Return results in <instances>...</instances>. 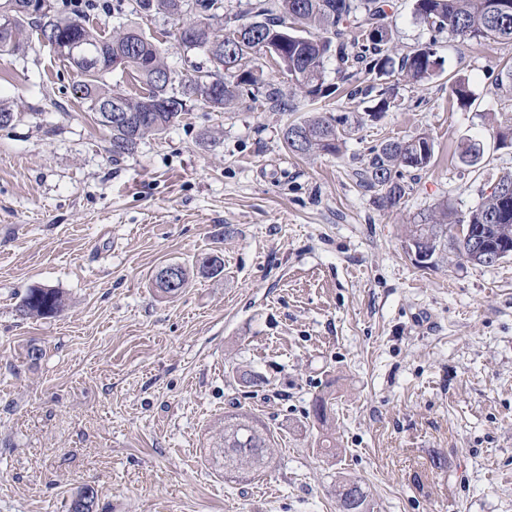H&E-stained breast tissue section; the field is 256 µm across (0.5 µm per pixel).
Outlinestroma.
<instances>
[{"label":"stroma","instance_id":"1","mask_svg":"<svg viewBox=\"0 0 512 512\" xmlns=\"http://www.w3.org/2000/svg\"><path fill=\"white\" fill-rule=\"evenodd\" d=\"M109 2L88 12L102 35L139 26L179 81L207 65L178 45L177 17ZM387 23L394 56L433 45L438 78L367 75L373 93L352 99L330 57V94L311 100L260 55L264 84L224 110L190 103L120 158L70 61L38 40L0 52V101L20 114L0 128V512H69L85 485L97 512H339L348 478L373 512H512V258L422 270L403 237L419 212L467 211L512 173L495 136L512 124L497 85L512 43H461L416 21L413 0H390ZM383 96L393 106L379 113ZM314 111L348 117L340 155L285 147L288 124ZM422 133L432 165L381 208L354 171L383 141ZM468 138L482 169L457 159ZM213 254L223 274L195 273ZM171 263L192 274L164 294L154 278ZM33 285L59 289L66 311L22 317ZM246 370L264 385L239 383ZM324 392L332 456L306 418ZM232 407L275 436L253 481L224 475Z\"/></svg>","mask_w":512,"mask_h":512}]
</instances>
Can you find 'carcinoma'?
Returning <instances> with one entry per match:
<instances>
[{"label": "carcinoma", "instance_id": "carcinoma-1", "mask_svg": "<svg viewBox=\"0 0 512 512\" xmlns=\"http://www.w3.org/2000/svg\"><path fill=\"white\" fill-rule=\"evenodd\" d=\"M35 0H0V6H12L17 21L9 29H0V52L18 53L28 47L24 23L28 22L40 32L46 27L55 30L57 39L77 43L99 59V69L81 71L84 80L77 84L80 97L90 103L99 122L111 132L112 155L119 157L135 150L148 135H157L178 121L187 111V103L202 99L214 109L232 106L242 85H258L262 77L253 68L252 52L245 46L227 44L225 55L231 57L228 68L235 81H224V58H210L211 69H197L196 74L181 84L179 92L172 91L174 77L152 38L140 29L128 27L110 37L101 36L83 18L61 17L52 3L42 9L34 7ZM203 6L209 18L223 8L222 0H132V12H149L182 16L194 11L193 5ZM388 0H238V12L225 21L223 33L212 25L200 27V21L189 19L179 28V43L185 50H206L204 43L223 40L235 32L237 22L248 18L254 24L248 42L259 43L276 30L286 29L294 38L282 48L280 65L296 75L295 84L313 98L325 96L324 59L335 54L339 70L350 80L360 69L390 75L398 73L406 82L421 85L438 76L441 61L437 53L425 46L395 59L390 54L389 28L385 20ZM364 16L363 24L353 39L347 38V24L357 13ZM414 17L417 21L464 43L506 41L512 43V0H415ZM358 46L360 52L351 48ZM155 64L163 74L160 81L147 71ZM116 66L130 70L132 79L139 83L141 92L132 97L114 94L104 88L102 76ZM215 81L219 94L214 99L204 97L201 84ZM451 93L460 102L472 97L469 81L457 78L451 82ZM119 101L128 111L126 124L109 123L104 108ZM344 121L333 115L312 113L291 123L284 131L288 150L295 155L323 153L337 155L346 135ZM434 155V144L427 134L409 139H388L373 151L368 165L356 172L359 185L377 194L385 207H393L406 194L403 172L428 167ZM483 149L480 143L467 140L460 143L459 163L476 169L480 167ZM512 187V174L501 176L489 193H481L478 204L467 212L452 216L448 202L437 203L419 216L418 222L404 228L405 243L421 240L433 241L434 263L445 258L448 249L470 261L461 242L453 234L459 224H469L481 230L487 243L497 244L512 240V195L504 190ZM198 270L208 277L224 272V261L218 256H206L198 262ZM64 295L56 288L32 286L26 289L20 312L30 318L50 319L66 308ZM275 438L270 429L255 417L237 409L224 412V476L237 479H255L270 468L274 455ZM340 512H371L368 494L357 479L339 483L337 489ZM96 494L91 486L77 491L70 504V512H94Z\"/></svg>", "mask_w": 512, "mask_h": 512}]
</instances>
